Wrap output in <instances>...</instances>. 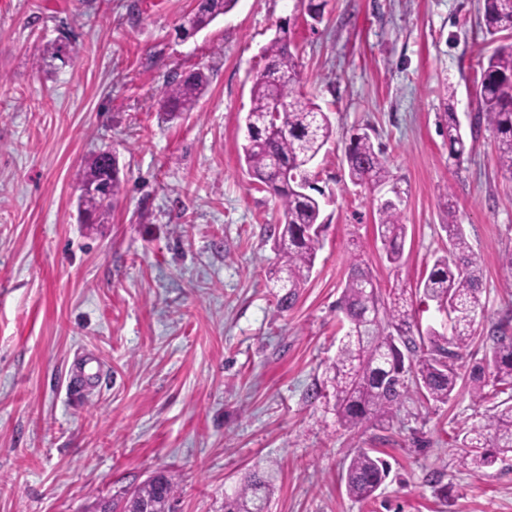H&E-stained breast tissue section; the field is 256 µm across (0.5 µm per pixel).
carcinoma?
Segmentation results:
<instances>
[{"label":"carcinoma","instance_id":"carcinoma-1","mask_svg":"<svg viewBox=\"0 0 512 512\" xmlns=\"http://www.w3.org/2000/svg\"><path fill=\"white\" fill-rule=\"evenodd\" d=\"M237 0H199L196 11L181 27L185 34L198 32L225 14ZM482 29L495 37L512 34V0H483ZM266 67L257 72L250 89L251 107L245 117L249 137L242 146L249 176L278 198L280 218L274 230L279 266L270 281L286 290L291 300L307 282L321 248L326 228L321 200L311 193V164L330 140L333 129L328 115L296 89L298 53L288 37L270 41L264 50ZM209 84L202 70L185 76L173 74L164 88V108L170 113L193 111ZM476 98L477 122H486L497 142L499 170L512 180V42L498 45L482 66ZM450 157L460 160L466 142L453 107H448ZM349 180L355 185L377 184L388 177V161L380 146L366 134H356L345 154ZM82 182L107 183L109 194L122 191L115 155L100 153L84 167ZM81 207L88 216L105 213L111 204L87 194ZM448 253L437 257L421 281L424 297L445 306L448 332L422 330L403 293L383 295L374 286L362 262L353 263L339 301L349 328L340 337L329 382L339 424L357 433L371 422L392 427L400 420L406 399L416 393L426 404H445L457 392V362L477 338L476 319L481 302L482 272L453 205H447ZM377 231L386 247V259L398 266L403 258L407 225L398 207L378 209ZM490 342L485 362L472 368L469 393L484 401L512 391V334L509 323L493 325L485 336ZM495 390L485 392L486 375ZM461 465L473 473L492 467L512 453V396L495 404L488 423L473 428L462 438ZM390 464L372 448H357L350 457L345 488L349 498L367 501L388 478ZM273 484L268 476L252 474L232 495L224 497V512H268ZM154 512H171L174 488L159 472L133 493Z\"/></svg>","mask_w":512,"mask_h":512}]
</instances>
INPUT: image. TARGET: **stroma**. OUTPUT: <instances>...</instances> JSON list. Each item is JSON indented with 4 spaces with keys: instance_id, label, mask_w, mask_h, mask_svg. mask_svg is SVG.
Masks as SVG:
<instances>
[{
    "instance_id": "obj_1",
    "label": "stroma",
    "mask_w": 512,
    "mask_h": 512,
    "mask_svg": "<svg viewBox=\"0 0 512 512\" xmlns=\"http://www.w3.org/2000/svg\"><path fill=\"white\" fill-rule=\"evenodd\" d=\"M197 0H0V512H123L156 472L174 512H224L254 472L272 474L270 512H512V457L477 475L465 431L491 405L460 390L407 400L391 429L339 425L325 387L336 304L354 258L381 291H404L421 328H442L420 281L448 249L445 206L482 269L479 331L512 322V181L491 129L475 128L479 54L491 46L479 0H238L197 34ZM287 35L307 96L333 136L311 171L327 229L289 307L277 204L240 161L251 77ZM204 68L194 111L163 108L172 72ZM454 108L467 143L449 157ZM368 133L386 181L352 184L350 138ZM112 150L123 191L109 217L79 208L84 161ZM407 226L389 265L377 210ZM391 465L373 499L343 476L354 448Z\"/></svg>"
}]
</instances>
